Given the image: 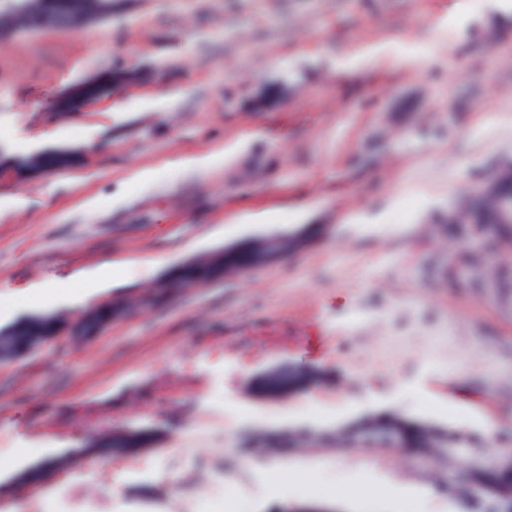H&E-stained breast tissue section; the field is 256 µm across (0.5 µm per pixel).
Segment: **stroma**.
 I'll list each match as a JSON object with an SVG mask.
<instances>
[{
    "label": "stroma",
    "mask_w": 512,
    "mask_h": 512,
    "mask_svg": "<svg viewBox=\"0 0 512 512\" xmlns=\"http://www.w3.org/2000/svg\"><path fill=\"white\" fill-rule=\"evenodd\" d=\"M118 64L139 79L65 105ZM55 148L83 164L0 185V328L12 301L45 313L41 284L130 311L0 364V512H472L416 500L437 461L344 435L383 408L512 450V249L443 224L512 160L500 0H118L0 49V149ZM299 231L274 265L136 305L175 264ZM296 370L307 386L267 395ZM137 421L160 447L16 483Z\"/></svg>",
    "instance_id": "35a3bbf8"
}]
</instances>
